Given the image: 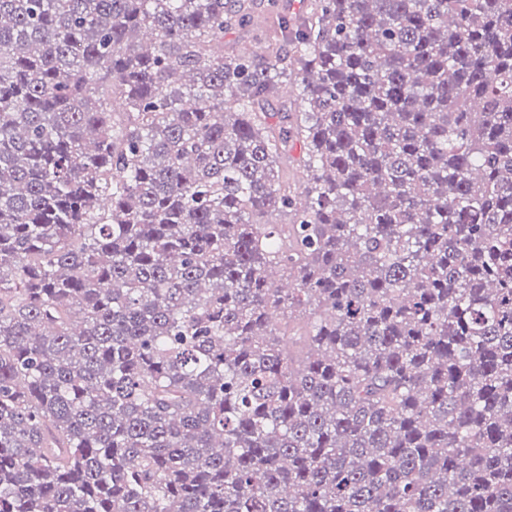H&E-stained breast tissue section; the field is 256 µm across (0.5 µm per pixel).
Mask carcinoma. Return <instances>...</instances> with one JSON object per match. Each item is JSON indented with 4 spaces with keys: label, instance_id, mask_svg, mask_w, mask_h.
Here are the masks:
<instances>
[{
    "label": "carcinoma",
    "instance_id": "carcinoma-1",
    "mask_svg": "<svg viewBox=\"0 0 512 512\" xmlns=\"http://www.w3.org/2000/svg\"><path fill=\"white\" fill-rule=\"evenodd\" d=\"M252 10L0 0V512H512V0ZM256 6L252 14V23L246 28H236L224 34V42L235 43L237 47L245 51H254L252 54H260L262 47L256 39V32L266 27L268 17V0H256Z\"/></svg>",
    "mask_w": 512,
    "mask_h": 512
}]
</instances>
